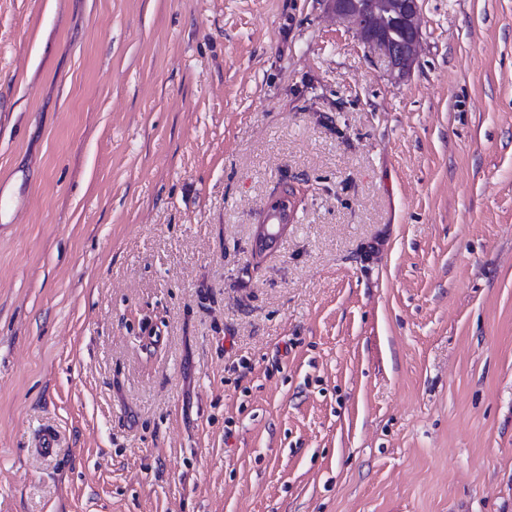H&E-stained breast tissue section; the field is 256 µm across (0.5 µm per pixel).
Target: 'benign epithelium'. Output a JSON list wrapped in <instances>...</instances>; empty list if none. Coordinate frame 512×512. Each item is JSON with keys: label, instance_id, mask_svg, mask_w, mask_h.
Listing matches in <instances>:
<instances>
[{"label": "benign epithelium", "instance_id": "7a95c632", "mask_svg": "<svg viewBox=\"0 0 512 512\" xmlns=\"http://www.w3.org/2000/svg\"><path fill=\"white\" fill-rule=\"evenodd\" d=\"M327 5L367 48L386 59L390 74L400 78L410 72L420 43L418 0H392L383 9L360 0H327ZM391 21L404 27V39L391 41L383 35ZM287 227L286 214L270 208L266 221L258 225L254 250L259 252L273 247Z\"/></svg>", "mask_w": 512, "mask_h": 512}]
</instances>
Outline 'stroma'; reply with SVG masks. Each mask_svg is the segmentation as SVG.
<instances>
[{
    "label": "stroma",
    "mask_w": 512,
    "mask_h": 512,
    "mask_svg": "<svg viewBox=\"0 0 512 512\" xmlns=\"http://www.w3.org/2000/svg\"><path fill=\"white\" fill-rule=\"evenodd\" d=\"M419 9L397 79L324 0H0V512H512V0ZM287 227L286 214L279 209L270 207L266 221L258 225L254 238V250L259 252L273 247Z\"/></svg>",
    "instance_id": "stroma-1"
}]
</instances>
